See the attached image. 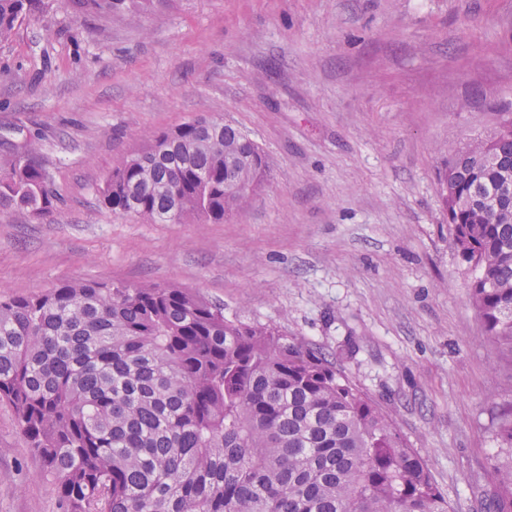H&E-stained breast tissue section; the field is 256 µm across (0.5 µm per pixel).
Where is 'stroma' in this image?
<instances>
[{"label": "stroma", "instance_id": "35a3bbf8", "mask_svg": "<svg viewBox=\"0 0 512 512\" xmlns=\"http://www.w3.org/2000/svg\"><path fill=\"white\" fill-rule=\"evenodd\" d=\"M512 112V0H170L112 19L42 0L0 44V130L42 137L60 208L0 212V295L177 284L332 359L454 512H490L512 361L481 337L437 173ZM230 123L268 157L221 223L151 224L100 191L147 132ZM0 512H61L0 403Z\"/></svg>", "mask_w": 512, "mask_h": 512}]
</instances>
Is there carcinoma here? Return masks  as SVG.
I'll return each instance as SVG.
<instances>
[{
  "label": "carcinoma",
  "mask_w": 512,
  "mask_h": 512,
  "mask_svg": "<svg viewBox=\"0 0 512 512\" xmlns=\"http://www.w3.org/2000/svg\"><path fill=\"white\" fill-rule=\"evenodd\" d=\"M114 17L168 0H67ZM37 0H0V43ZM511 126L453 149L439 171L453 245L485 336L512 361ZM200 118L118 160L103 205L153 223H220L269 164L258 144ZM0 134V211L58 208L39 138ZM0 401L9 403L63 512H452L389 416L326 356L175 284L68 282L0 295ZM493 512H512V406L498 417Z\"/></svg>",
  "instance_id": "obj_1"
}]
</instances>
